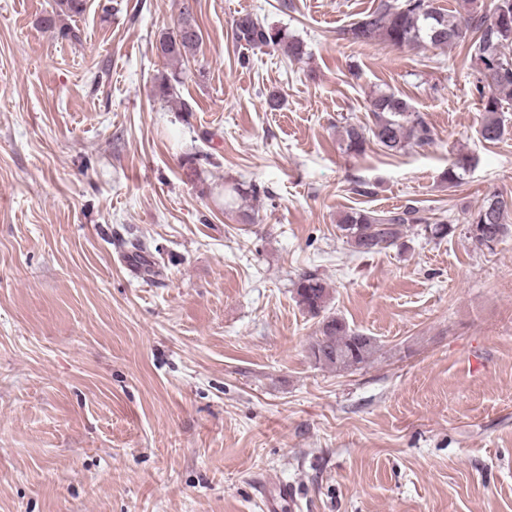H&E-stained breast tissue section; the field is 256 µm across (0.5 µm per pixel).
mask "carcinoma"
Masks as SVG:
<instances>
[{
    "label": "carcinoma",
    "instance_id": "1",
    "mask_svg": "<svg viewBox=\"0 0 512 512\" xmlns=\"http://www.w3.org/2000/svg\"><path fill=\"white\" fill-rule=\"evenodd\" d=\"M86 0H57L58 10L41 19L42 27L63 36L70 31L62 24V16H76L85 10ZM464 16L445 12L434 0H378L358 20L339 32L341 39L351 44L368 45L381 41L397 49L420 45L448 47L464 44L474 72V88L482 105L478 133L487 144L500 142L507 133L499 116L503 101L512 97V0H493L489 10L476 5ZM238 42L250 49L271 47L290 60H300L305 54L301 41L290 39L280 30L270 27L249 15L234 20ZM202 41L200 27L189 0H183L173 31L163 33L156 42V51L169 65L157 77L155 95L169 98L181 83V65L194 55ZM371 123L345 126V151L351 155L365 153L374 144L388 152H398L409 145L424 146L433 142L434 132L425 118L408 103L395 95H377L370 101ZM470 167L467 156H459L448 166L444 178L459 184ZM260 189L237 183L224 189V206L232 208L238 200L257 197ZM512 202L497 194L488 195L483 204L467 218L469 237L492 251L512 233L508 223ZM408 224H423L434 237L448 235V224H425L419 209L405 206L388 211L355 210L346 213L338 229L355 252L369 254L399 245ZM298 304L314 317H322L320 336L311 343L309 351L315 363L339 372L357 369L375 352L370 336L352 330L335 315L321 316L327 309V283L312 273L302 274L295 283Z\"/></svg>",
    "mask_w": 512,
    "mask_h": 512
}]
</instances>
